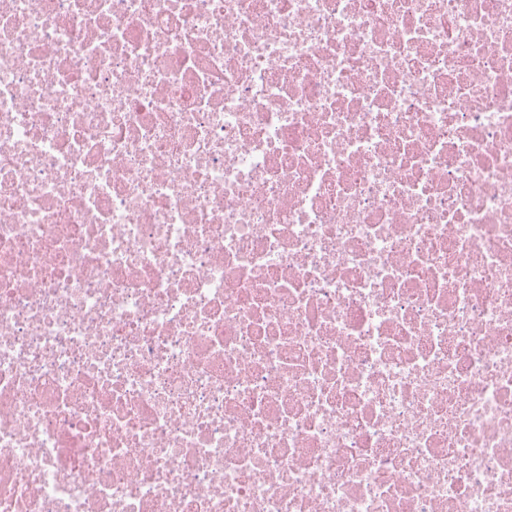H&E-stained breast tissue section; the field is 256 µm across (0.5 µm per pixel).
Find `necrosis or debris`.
Instances as JSON below:
<instances>
[{
	"label": "necrosis or debris",
	"mask_w": 512,
	"mask_h": 512,
	"mask_svg": "<svg viewBox=\"0 0 512 512\" xmlns=\"http://www.w3.org/2000/svg\"><path fill=\"white\" fill-rule=\"evenodd\" d=\"M0 512H512V0H0Z\"/></svg>",
	"instance_id": "necrosis-or-debris-1"
}]
</instances>
